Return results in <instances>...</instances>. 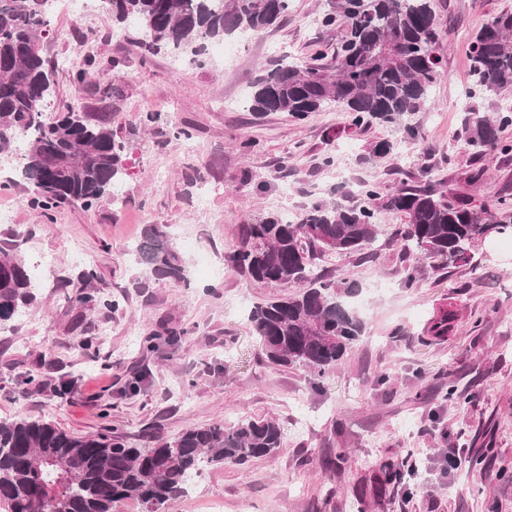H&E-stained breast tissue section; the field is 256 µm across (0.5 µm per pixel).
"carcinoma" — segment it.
Listing matches in <instances>:
<instances>
[{
  "label": "carcinoma",
  "instance_id": "1",
  "mask_svg": "<svg viewBox=\"0 0 512 512\" xmlns=\"http://www.w3.org/2000/svg\"><path fill=\"white\" fill-rule=\"evenodd\" d=\"M118 22L143 30L140 45L149 53L162 48L178 59L202 65L199 49L214 40L262 32L284 21L291 0H104ZM48 0H0V155L9 156L27 138L19 169L27 186L26 205L47 217L63 204L90 209L106 195L117 197L125 174L112 119L90 117L72 108L44 119L55 66L42 54L47 34ZM315 24L336 32V50L306 61L283 60L264 70L250 93L249 110L258 115L284 112L304 119L331 104L347 112L348 127L375 122L400 127L403 142L419 141L407 123L429 100L441 78L438 50L443 34L434 0H326ZM470 104L458 135L476 158L512 151L502 132L512 126V107L483 113L476 99L512 89V10L499 13L475 34L470 49ZM80 157L73 167L48 168V156ZM404 216L394 233L404 257L422 255L447 263L469 261L476 245L494 234L512 232L507 200L472 204L431 176L402 181L383 192L364 184L359 202L327 204L316 200L291 220L260 214L243 225L241 239L224 260L261 285L291 289L254 303L248 321L259 337L261 354L274 367L301 368L321 378L359 344L363 320L350 297L358 286L318 271L326 256H367L379 234V213ZM17 235L0 246V325L29 314L40 284L21 252ZM146 277L188 284L186 261L165 224H148L133 246ZM95 265L64 279L69 306L80 312L116 308L119 302L95 287ZM457 312L435 308L427 333L446 336ZM185 328L165 327L141 342L145 352L162 341L174 348ZM284 428L268 418L192 426L173 438L152 436L137 448L114 431L75 436L50 421L30 416L0 419V509L43 512L49 501L60 512H115L136 499L147 512L184 498L202 466L248 465L282 447ZM407 458L381 465V485H398L413 473Z\"/></svg>",
  "mask_w": 512,
  "mask_h": 512
}]
</instances>
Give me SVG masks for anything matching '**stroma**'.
Returning a JSON list of instances; mask_svg holds the SVG:
<instances>
[{
    "instance_id": "obj_1",
    "label": "stroma",
    "mask_w": 512,
    "mask_h": 512,
    "mask_svg": "<svg viewBox=\"0 0 512 512\" xmlns=\"http://www.w3.org/2000/svg\"><path fill=\"white\" fill-rule=\"evenodd\" d=\"M324 2L292 0L279 27L256 33L234 58L202 66L177 62L163 50L144 54L139 33L107 10L79 18L52 14L42 43L44 56L58 64L50 107L111 116L113 128L129 135L126 175L120 198L104 197L89 209L65 205L47 219L26 205L17 161L0 158V206L13 211L0 235L21 232L26 259L54 258L36 308L0 329V418L39 416L76 435L113 430L136 447L155 433L170 438L218 420L262 416L282 424L284 444L272 457L205 467L190 494L160 512H209L215 502L222 512H488L493 501L499 512H512V237H488L466 264L420 260L418 283L409 288L393 240L402 217L381 212L372 260L333 256L320 263L336 278L357 282L352 304L360 309L365 340L318 380L261 359L248 314L279 287L229 268L216 279L201 266L205 259L223 266L251 217L283 211L286 187L298 198L348 204L357 202L362 183L389 186L427 170L477 203L512 193V153L478 161L457 139L464 117L459 101L471 84V38L512 9V0H436L446 69L411 118L421 133L411 163L398 154H369L376 141L399 139L398 127L374 124L350 133L346 112L336 106L302 120L249 111L246 96L261 66L332 50L334 33L310 24ZM89 55L101 65L89 86L75 89L71 76ZM147 112L166 119L165 133L142 130ZM182 126L193 128L192 140L175 137ZM246 139L256 142L252 152L240 147ZM328 152L335 163L326 168L321 160ZM478 167L486 171L484 181L468 182ZM246 169L264 188L244 183ZM148 224L170 225L189 263V285L142 278L130 248ZM88 261L101 291L123 304L87 316L77 328L55 281L76 278ZM213 285L218 294L210 293ZM447 300L458 310L456 328L430 340L424 327L433 307ZM166 325L187 331L179 353L164 346L142 352L141 337ZM84 336L97 337L94 356L79 347ZM35 366L42 385L29 389L21 380ZM143 371L148 378L140 391L125 392ZM70 373L77 376L71 394L56 397L55 378ZM450 381L462 406L439 397ZM487 447L495 454L490 466L448 465L449 457ZM337 448L351 452L341 470L327 463ZM410 452L419 467L407 486L357 506L358 488L375 484L380 465Z\"/></svg>"
}]
</instances>
